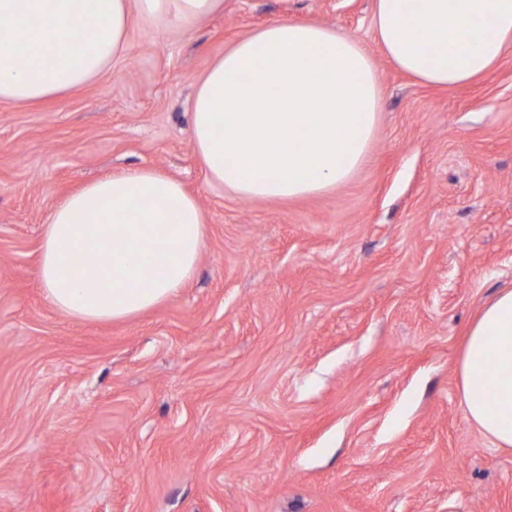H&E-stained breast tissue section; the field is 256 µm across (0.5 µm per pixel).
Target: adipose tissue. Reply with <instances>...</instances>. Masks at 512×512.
Returning a JSON list of instances; mask_svg holds the SVG:
<instances>
[{"label":"adipose tissue","mask_w":512,"mask_h":512,"mask_svg":"<svg viewBox=\"0 0 512 512\" xmlns=\"http://www.w3.org/2000/svg\"><path fill=\"white\" fill-rule=\"evenodd\" d=\"M223 0H0V101L79 89L130 48L133 17L185 28ZM375 41L419 82L466 84L512 44V0H375ZM381 92L372 56L315 22L277 20L239 40L200 78L192 140L208 175L247 199L320 195L346 182L373 141ZM197 199L151 168L98 179L52 209L38 279L83 322L142 314L176 296L205 244ZM77 273L67 274L72 264ZM467 419L512 447V289L486 304L459 364Z\"/></svg>","instance_id":"adipose-tissue-1"}]
</instances>
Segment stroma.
<instances>
[{"mask_svg":"<svg viewBox=\"0 0 512 512\" xmlns=\"http://www.w3.org/2000/svg\"><path fill=\"white\" fill-rule=\"evenodd\" d=\"M373 0H224L193 27L133 19L126 56L36 105L0 102V512H512V448L465 418L466 330L512 288V47L426 86L378 49ZM288 19L356 38L377 132L336 190L246 199L191 139L203 73ZM147 167L207 234L169 301L68 318L37 279L53 207Z\"/></svg>","mask_w":512,"mask_h":512,"instance_id":"1","label":"stroma"}]
</instances>
